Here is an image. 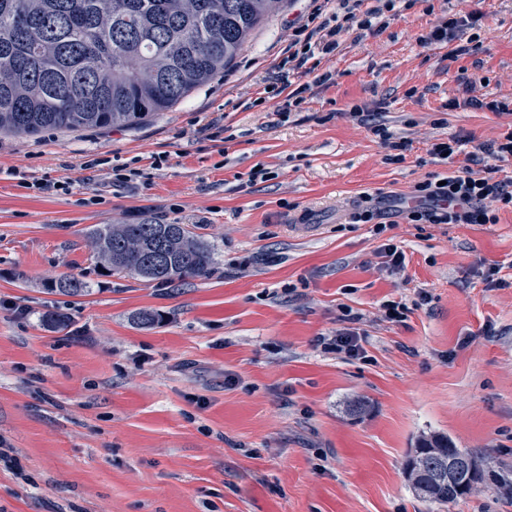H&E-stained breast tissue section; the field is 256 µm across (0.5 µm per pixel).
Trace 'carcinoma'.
<instances>
[{
	"instance_id": "1",
	"label": "carcinoma",
	"mask_w": 512,
	"mask_h": 512,
	"mask_svg": "<svg viewBox=\"0 0 512 512\" xmlns=\"http://www.w3.org/2000/svg\"><path fill=\"white\" fill-rule=\"evenodd\" d=\"M283 0H0V133L133 128L224 73L256 27ZM95 264L160 286L205 279L214 263L208 243L185 224L144 219L86 231ZM48 290L91 294L79 276L62 275ZM43 325L71 328L68 314L48 310ZM411 466L416 497L445 505L475 487L439 482L443 455L473 457L446 436L420 440Z\"/></svg>"
}]
</instances>
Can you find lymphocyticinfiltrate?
<instances>
[{"label":"lymphocytic infiltrate","mask_w":512,"mask_h":512,"mask_svg":"<svg viewBox=\"0 0 512 512\" xmlns=\"http://www.w3.org/2000/svg\"><path fill=\"white\" fill-rule=\"evenodd\" d=\"M416 0H384L376 7L357 14L351 0H336L331 21H323L313 11L300 31L304 39L290 59L296 68H305L316 54H329L338 46L341 31L357 28L373 30L383 10L396 5L412 8ZM482 14L472 8L438 22L426 36L429 44L449 45V60L476 53L480 44L472 31L480 25ZM429 155L435 159L456 161L448 174L432 173L415 184L411 193L401 197L400 213L412 224H494L497 212L512 209V176L502 175V162L512 160V121L504 132L488 142L470 144L468 137L455 135L431 144Z\"/></svg>","instance_id":"lymphocytic-infiltrate-1"}]
</instances>
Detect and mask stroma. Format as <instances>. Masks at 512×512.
<instances>
[{"label":"stroma","instance_id":"1","mask_svg":"<svg viewBox=\"0 0 512 512\" xmlns=\"http://www.w3.org/2000/svg\"><path fill=\"white\" fill-rule=\"evenodd\" d=\"M461 7L417 0L381 30L341 33L314 58L331 84L294 74L307 90L285 114L274 77L313 0H285L223 76L136 128L0 135V512H512L511 494L484 488L424 503L404 473L419 439L444 435L512 482V211L410 224L386 208L400 271L350 221L361 195L447 172L431 143L504 131L447 103L512 97V0H480L481 49L455 63L420 39ZM464 68L484 83L466 87ZM364 104L409 140L403 161L352 117ZM116 167L141 176L116 181ZM143 219L189 225L214 251L210 276L100 272L86 229ZM492 266L506 287L486 286ZM66 274L91 294L49 292ZM387 300L406 304L403 322L384 319ZM50 309L71 333L42 324ZM143 309L161 321L136 326ZM347 329L362 356L322 349Z\"/></svg>","mask_w":512,"mask_h":512}]
</instances>
